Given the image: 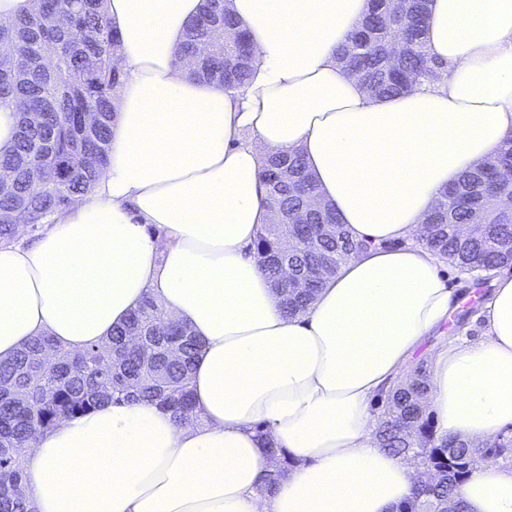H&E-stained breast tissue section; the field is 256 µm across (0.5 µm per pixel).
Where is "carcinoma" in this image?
<instances>
[{
    "label": "carcinoma",
    "mask_w": 512,
    "mask_h": 512,
    "mask_svg": "<svg viewBox=\"0 0 512 512\" xmlns=\"http://www.w3.org/2000/svg\"><path fill=\"white\" fill-rule=\"evenodd\" d=\"M103 0H39L38 8L6 28L0 41L15 55L0 58V101L19 112L13 153L0 159L10 180L0 185V242L11 241L17 216L45 224L86 193L108 160L113 95L122 83L114 62L119 38L102 13ZM370 0L367 14L336 50V60L373 96L392 97L416 84L439 79L445 65L425 44L428 0ZM195 61L192 76L242 88L256 63L249 35L226 0H205L188 25L177 60ZM97 112L95 125L83 115ZM512 167V138L487 160L461 175L440 194L424 221L421 241L463 271L473 273L512 264V216L499 211L500 195L512 182L499 172ZM261 176L269 221L261 225L254 253L290 315L304 313L324 280L363 243L350 237L331 208L311 211L316 185L295 152L269 154ZM301 278L315 264L319 277L308 288L280 279L283 260ZM164 311L148 296L102 344L71 352L47 336L30 341L10 361L0 363V512H34L24 493V448L35 430L45 431L84 415L102 402L156 403L180 424L198 420L190 375L201 350L192 328L180 324L164 335L152 327ZM428 384L417 368L404 385L390 391L380 416L379 447L433 478L415 487L398 512H467L458 494L472 471L477 451L458 437L440 438L422 399ZM270 469L257 492L271 494L277 477L294 461L279 448L268 449Z\"/></svg>",
    "instance_id": "carcinoma-1"
}]
</instances>
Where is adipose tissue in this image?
Here are the masks:
<instances>
[{
	"label": "adipose tissue",
	"instance_id": "adipose-tissue-1",
	"mask_svg": "<svg viewBox=\"0 0 512 512\" xmlns=\"http://www.w3.org/2000/svg\"><path fill=\"white\" fill-rule=\"evenodd\" d=\"M203 3L105 0L122 71L109 161L38 239L0 243V361L39 336L108 341L150 294L203 341L199 421L101 403L30 440L26 497L36 512H396L424 474L378 446L372 405L458 305L418 237L441 191L512 136V0H430L448 77L389 98L334 58L368 0H229L257 58L241 92L176 59ZM288 151L365 244L296 317L252 253L262 162ZM490 275L483 334L428 351L443 437L512 426V276ZM271 446L296 464L262 496ZM459 495L512 512V469L477 463Z\"/></svg>",
	"mask_w": 512,
	"mask_h": 512
}]
</instances>
